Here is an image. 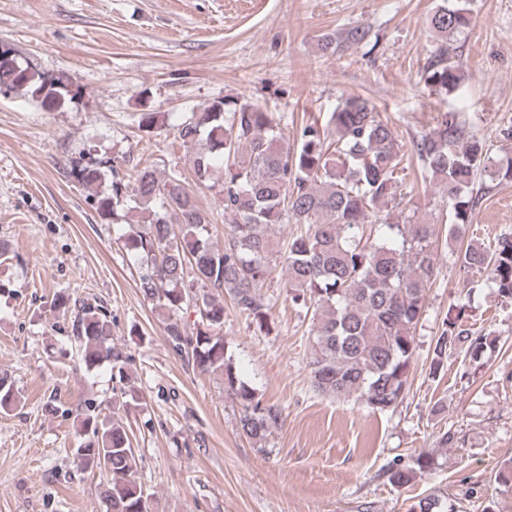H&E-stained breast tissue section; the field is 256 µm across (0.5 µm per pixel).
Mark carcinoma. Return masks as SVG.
I'll list each match as a JSON object with an SVG mask.
<instances>
[{
	"instance_id": "carcinoma-1",
	"label": "carcinoma",
	"mask_w": 512,
	"mask_h": 512,
	"mask_svg": "<svg viewBox=\"0 0 512 512\" xmlns=\"http://www.w3.org/2000/svg\"><path fill=\"white\" fill-rule=\"evenodd\" d=\"M468 0H442L429 19L438 47L424 69L431 91L461 89L460 66L448 57V43L468 24ZM355 26L322 49L336 50L367 39ZM20 92L49 110L74 99L68 86L33 71L7 51L0 52V88ZM182 145L197 148L191 163L196 181L210 184L217 165L224 168L218 194L234 224L220 246L211 240L209 221L196 205L181 171L161 179L151 166L136 171L133 183L120 178L110 159L74 168V177L95 189L101 216L120 219L132 208L148 213L147 223L130 227L124 247L140 266L137 288L167 313L165 335L172 349L192 367L216 374L225 394L241 407L239 429L260 443L282 423L281 412L263 402L242 380L224 341V303L230 296L239 312L259 329L269 326L270 299L261 293L278 267L288 273L286 288L294 304L311 312L312 351L308 362L314 391L336 399L355 397L369 409H395L409 388L416 364L417 325L425 311L428 283L437 266L435 225L413 224V204L400 190V147L380 113L361 97H351L321 125L308 121L296 146H288L281 119L238 99L213 102L178 127ZM423 180L439 186L453 212L449 232L473 223L483 197L478 179L485 173L512 179V156L496 159L486 143L448 119L413 144ZM112 173L111 188L98 189ZM303 224L288 251L274 246L269 230ZM455 263L472 273H488L489 287L512 300V236L485 245L474 240L455 252ZM197 315L188 328L180 313ZM447 314L431 343L428 375L447 372L448 354L465 347L477 362L495 349L499 337L473 335ZM78 356L87 370L107 362L123 388L112 416L86 408L76 449L78 466L106 479L100 494L107 512H153L137 480L138 460L122 415L143 404L128 373L131 355L112 343L107 315L88 306L75 317ZM21 405L8 375H0V413ZM433 456L420 452L410 465L395 463L388 479L408 485L433 470Z\"/></svg>"
}]
</instances>
